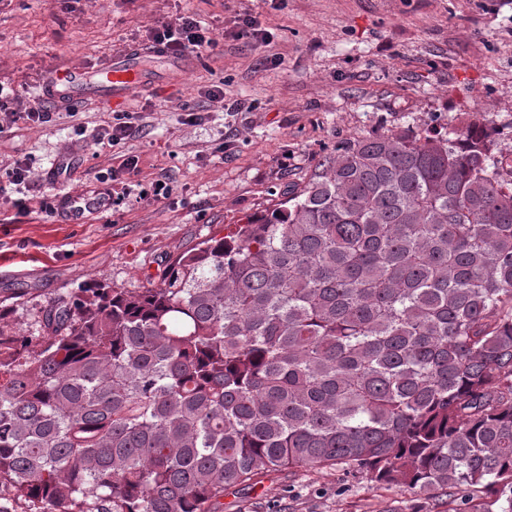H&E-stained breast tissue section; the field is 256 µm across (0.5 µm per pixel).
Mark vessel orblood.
Listing matches in <instances>:
<instances>
[{"mask_svg":"<svg viewBox=\"0 0 512 512\" xmlns=\"http://www.w3.org/2000/svg\"><path fill=\"white\" fill-rule=\"evenodd\" d=\"M149 79V73L140 58L124 56L92 70L68 69L51 75L47 80L48 100L73 104L93 100L121 111L134 90ZM106 200L88 196H70L67 209L71 223H81L88 211L105 209Z\"/></svg>","mask_w":512,"mask_h":512,"instance_id":"b4317fda","label":"vessel or blood"}]
</instances>
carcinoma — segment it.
I'll return each instance as SVG.
<instances>
[{
	"label": "carcinoma",
	"instance_id": "carcinoma-1",
	"mask_svg": "<svg viewBox=\"0 0 512 512\" xmlns=\"http://www.w3.org/2000/svg\"><path fill=\"white\" fill-rule=\"evenodd\" d=\"M490 129L336 148L168 263L14 329L0 305V512H224L334 468L512 512V160Z\"/></svg>",
	"mask_w": 512,
	"mask_h": 512
}]
</instances>
